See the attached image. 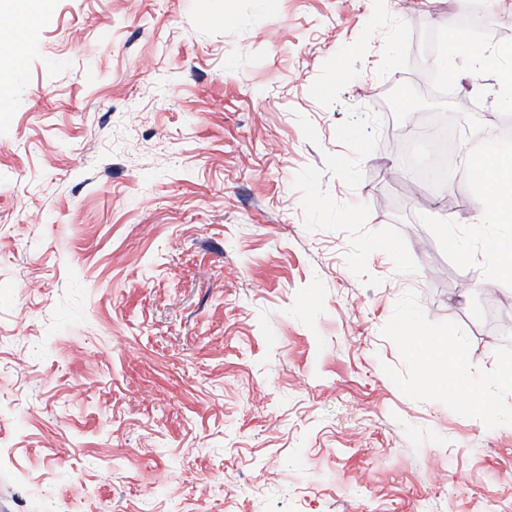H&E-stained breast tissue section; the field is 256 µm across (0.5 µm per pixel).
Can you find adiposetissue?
<instances>
[{"label":"adipose tissue","instance_id":"1","mask_svg":"<svg viewBox=\"0 0 512 512\" xmlns=\"http://www.w3.org/2000/svg\"><path fill=\"white\" fill-rule=\"evenodd\" d=\"M408 350L427 371L428 389L432 394L451 401H463L479 409L486 408L482 390L473 386L474 376L463 369L461 347H448L436 336L415 328L408 339Z\"/></svg>","mask_w":512,"mask_h":512}]
</instances>
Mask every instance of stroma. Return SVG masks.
<instances>
[{
  "label": "stroma",
  "mask_w": 512,
  "mask_h": 512,
  "mask_svg": "<svg viewBox=\"0 0 512 512\" xmlns=\"http://www.w3.org/2000/svg\"><path fill=\"white\" fill-rule=\"evenodd\" d=\"M467 0H50L0 81V512H512V287L419 214L398 85ZM496 78L453 101L500 132ZM412 331L408 350L414 359L428 372V389L439 397L451 401H464L472 406L490 411L483 391L473 387L475 376L463 369L462 348L448 344L426 333L410 322Z\"/></svg>",
  "instance_id": "stroma-1"
}]
</instances>
